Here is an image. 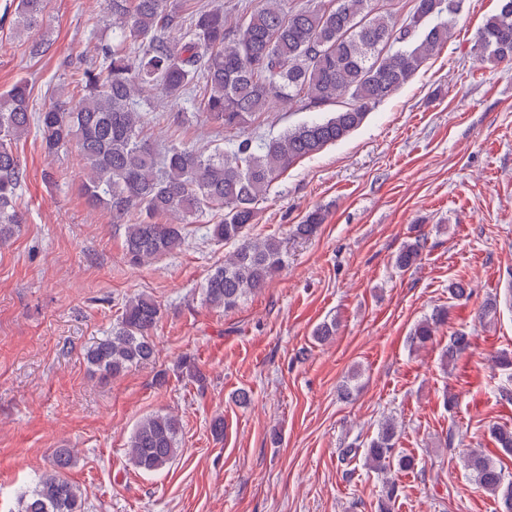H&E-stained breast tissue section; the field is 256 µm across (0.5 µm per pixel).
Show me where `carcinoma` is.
I'll return each instance as SVG.
<instances>
[{"mask_svg": "<svg viewBox=\"0 0 512 512\" xmlns=\"http://www.w3.org/2000/svg\"><path fill=\"white\" fill-rule=\"evenodd\" d=\"M47 2L17 0L15 30L34 28ZM108 2L119 35L97 47L95 62L77 79L79 97L58 96L33 112L27 83L19 81L0 95V243L25 222L16 207L25 173L13 145L34 129L47 156L77 152L88 171L84 194L106 205L112 223L124 227L125 258L133 266L180 249L190 218L223 210L212 236L236 248L208 274L202 290L209 305L225 310L262 291L284 264L281 240L248 238L257 202L289 167L348 137L376 105L406 85L448 42L460 7V0H414L398 27L376 0H313L296 11L283 9L281 0H263L230 28L220 7L197 0ZM473 52L480 61L512 63V0H499L498 11L477 31ZM158 87L171 98L193 101L195 111L229 132L277 103L325 105L344 96L349 102L325 119L274 138L238 140L227 160L218 148L205 153L172 144L162 150L144 136L141 104ZM133 212L139 217L132 222ZM324 220V213L314 210L294 234L311 237ZM424 246L421 236L406 241L395 267L402 272L416 267ZM160 317L152 298L127 300L111 333L87 350V363L108 379L151 361L156 348L150 333ZM447 323L448 309H434L414 326L410 346L432 342ZM470 344L467 333H452L443 361ZM179 432L175 415L143 417L127 442L130 464L143 473L163 469L180 452ZM397 440L398 426L387 417L368 441L342 449L341 458L364 447L376 471H414L415 457L396 448ZM73 462L70 449H54L49 467L17 496L16 512H84L82 489L65 476ZM463 463L474 481L497 497L500 512H512V475L477 451ZM397 495L395 481L385 480L379 512H391Z\"/></svg>", "mask_w": 512, "mask_h": 512, "instance_id": "1", "label": "carcinoma"}]
</instances>
